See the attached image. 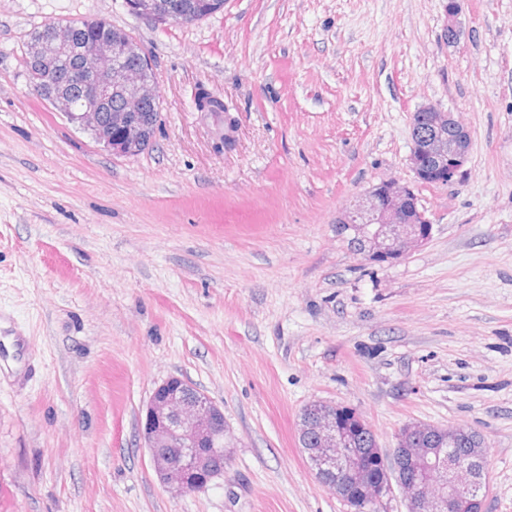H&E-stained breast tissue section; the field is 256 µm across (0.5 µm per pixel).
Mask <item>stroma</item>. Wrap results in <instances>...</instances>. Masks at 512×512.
<instances>
[{
  "mask_svg": "<svg viewBox=\"0 0 512 512\" xmlns=\"http://www.w3.org/2000/svg\"><path fill=\"white\" fill-rule=\"evenodd\" d=\"M224 0L188 25L126 0H0V512H350L298 443L301 410L349 408L389 452L403 426L478 432L486 512H512V0ZM104 18L149 58L162 122L135 157L30 88L48 21ZM239 121L216 150L223 114ZM470 133L456 183L416 184L427 244L392 263L336 217L413 182L410 115ZM177 376L224 410L223 477L177 496L140 421Z\"/></svg>",
  "mask_w": 512,
  "mask_h": 512,
  "instance_id": "35a3bbf8",
  "label": "stroma"
}]
</instances>
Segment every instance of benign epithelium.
Wrapping results in <instances>:
<instances>
[{"label":"benign epithelium","instance_id":"obj_1","mask_svg":"<svg viewBox=\"0 0 512 512\" xmlns=\"http://www.w3.org/2000/svg\"><path fill=\"white\" fill-rule=\"evenodd\" d=\"M138 16L153 21L187 25L199 13L172 0H129ZM459 0H448L445 37L459 38L456 21ZM81 24L54 21L40 28L29 45L28 82L42 99L68 119L91 131L95 141L119 156H136L152 142L151 129L161 113L148 114L144 105L159 98L148 59L136 68L125 64L132 45L127 37L100 31L81 37ZM122 99L112 111V96ZM412 146L408 158L417 183L447 185L455 180L467 160L470 134L450 112L428 104L411 113ZM238 119L224 108V133L220 146L229 151L237 142ZM348 236L357 242L352 251L373 262H393L426 244L432 234L430 220L420 207L414 187L399 179L372 184L337 217ZM305 426L316 434L313 448H305L316 481L338 497H348L354 487L363 504L378 509L392 492L391 479L403 494L407 512H454L459 501L472 512H485L486 496L476 487L485 483L484 450L448 461L446 448H420L422 438L434 431L427 424L402 428L396 445L380 469L367 465L362 449L354 447L351 427L339 422L338 408L317 403L308 406ZM224 410L199 389L179 377L159 385L146 408L140 438L149 449L153 470L166 488L192 493L224 475Z\"/></svg>","mask_w":512,"mask_h":512}]
</instances>
